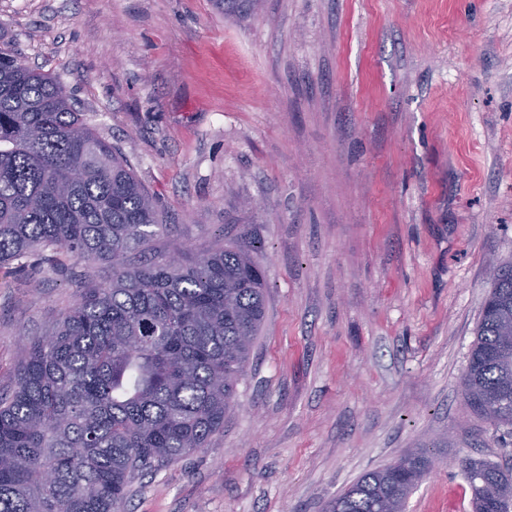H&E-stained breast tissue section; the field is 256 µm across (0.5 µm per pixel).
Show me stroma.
<instances>
[{
  "mask_svg": "<svg viewBox=\"0 0 512 512\" xmlns=\"http://www.w3.org/2000/svg\"><path fill=\"white\" fill-rule=\"evenodd\" d=\"M0 37L71 89L166 224L150 251L254 245L267 311L224 427L125 512H324L406 452V512H472L458 461L512 465L460 394L512 261V0H0ZM0 268V389L79 299Z\"/></svg>",
  "mask_w": 512,
  "mask_h": 512,
  "instance_id": "stroma-1",
  "label": "stroma"
}]
</instances>
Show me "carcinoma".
I'll use <instances>...</instances> for the list:
<instances>
[{
    "mask_svg": "<svg viewBox=\"0 0 512 512\" xmlns=\"http://www.w3.org/2000/svg\"><path fill=\"white\" fill-rule=\"evenodd\" d=\"M165 228L153 196L66 86L0 44V266L104 260L105 284L26 351L0 391V512H123L137 476L224 428L265 317L254 247L135 261ZM471 410L512 426V263L494 267L460 381ZM363 474L325 512H403L421 451ZM474 512H512V468L459 460Z\"/></svg>",
    "mask_w": 512,
    "mask_h": 512,
    "instance_id": "obj_1",
    "label": "carcinoma"
}]
</instances>
